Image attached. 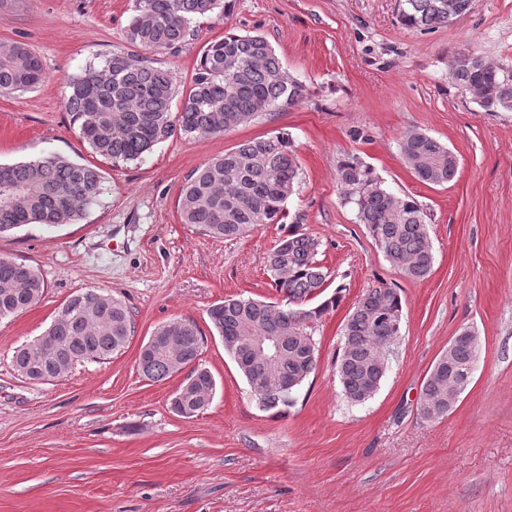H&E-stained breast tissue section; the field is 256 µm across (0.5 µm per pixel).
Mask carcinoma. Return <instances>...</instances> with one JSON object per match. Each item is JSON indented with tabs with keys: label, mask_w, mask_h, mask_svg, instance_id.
Returning a JSON list of instances; mask_svg holds the SVG:
<instances>
[{
	"label": "carcinoma",
	"mask_w": 512,
	"mask_h": 512,
	"mask_svg": "<svg viewBox=\"0 0 512 512\" xmlns=\"http://www.w3.org/2000/svg\"><path fill=\"white\" fill-rule=\"evenodd\" d=\"M400 23L431 31L448 25L441 9L447 0H402ZM222 0H136L126 40L150 52L174 50L190 36L191 21L218 7ZM46 77L42 60L22 43L0 54V92L33 90ZM450 82L481 98L485 112H512V69L476 57L451 60ZM176 88L170 70L149 58L114 53L99 64L64 80V104L79 121V137L92 153L132 161L172 136H221L267 112L299 104L305 87L283 66L271 45L259 35L232 30L204 45L192 85L172 111ZM400 154L423 184L444 186L456 178L458 160L447 145L418 130L400 138ZM299 168L285 133L245 140L224 155L196 168L178 200L186 224L208 236L234 239L285 218V200L298 180ZM337 182L343 198L355 205L385 258L411 281L429 277L434 250L427 215L410 196H397L357 158L342 161ZM102 190L98 168L49 156L25 163L0 164V234L25 224H76ZM321 241L298 226H289L266 256V268L286 307L243 296H230L208 309L209 320L224 350L247 381L259 408L270 411L294 404V390L315 372L314 325L341 302L342 289L315 307L306 302L325 290L328 272L316 259ZM45 293L42 276L32 267L0 258V318L38 304ZM400 294L383 285L367 289L342 326L343 344L336 357V376L352 404H363L379 390L388 368L387 350L399 336ZM133 321L130 309L108 293L82 292L63 304L45 332L61 348L69 367L101 362L125 349ZM181 367L191 368L174 394L171 408L185 418L205 410L215 389L212 374L197 363L204 343L197 324L183 320ZM463 329L453 340L451 359L436 361L421 388L417 411L433 421L448 415V392L464 384L478 347ZM266 336L287 337L284 350L262 359L254 345ZM12 365L24 378H55L56 362L41 356L34 342L13 353ZM141 374L155 382L176 373L168 354L151 343L142 346Z\"/></svg>",
	"instance_id": "1"
}]
</instances>
